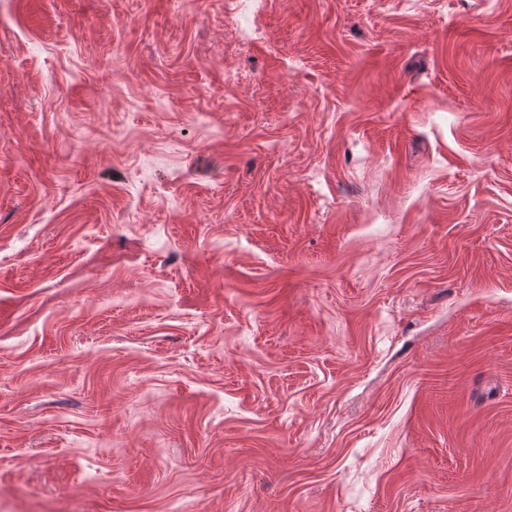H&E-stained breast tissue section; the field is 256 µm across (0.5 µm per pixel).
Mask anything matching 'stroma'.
<instances>
[{
  "label": "stroma",
  "instance_id": "obj_1",
  "mask_svg": "<svg viewBox=\"0 0 512 512\" xmlns=\"http://www.w3.org/2000/svg\"><path fill=\"white\" fill-rule=\"evenodd\" d=\"M0 512H512V0H0Z\"/></svg>",
  "mask_w": 512,
  "mask_h": 512
}]
</instances>
